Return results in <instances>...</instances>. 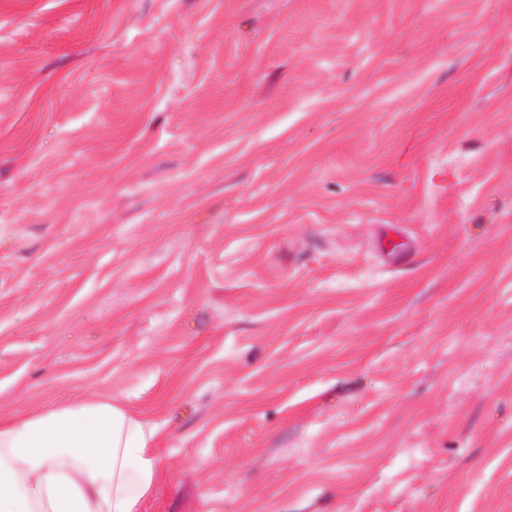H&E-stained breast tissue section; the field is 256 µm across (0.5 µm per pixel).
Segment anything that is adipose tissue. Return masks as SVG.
Wrapping results in <instances>:
<instances>
[{
  "mask_svg": "<svg viewBox=\"0 0 512 512\" xmlns=\"http://www.w3.org/2000/svg\"><path fill=\"white\" fill-rule=\"evenodd\" d=\"M156 437L113 397L0 419V512H141L161 478Z\"/></svg>",
  "mask_w": 512,
  "mask_h": 512,
  "instance_id": "ef3b65f1",
  "label": "adipose tissue"
}]
</instances>
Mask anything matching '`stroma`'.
<instances>
[{"instance_id":"35a3bbf8","label":"stroma","mask_w":512,"mask_h":512,"mask_svg":"<svg viewBox=\"0 0 512 512\" xmlns=\"http://www.w3.org/2000/svg\"><path fill=\"white\" fill-rule=\"evenodd\" d=\"M96 395L141 512H512V0H0V417Z\"/></svg>"}]
</instances>
